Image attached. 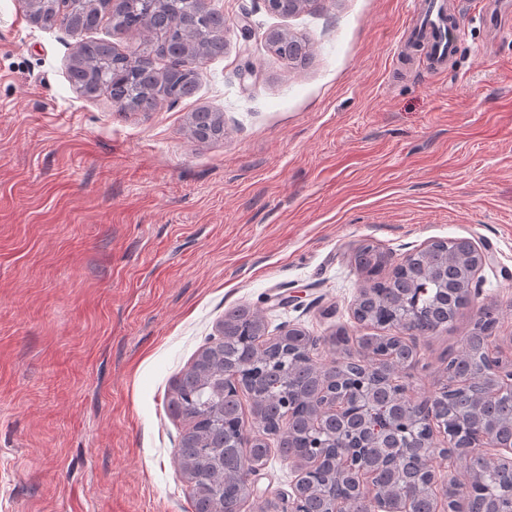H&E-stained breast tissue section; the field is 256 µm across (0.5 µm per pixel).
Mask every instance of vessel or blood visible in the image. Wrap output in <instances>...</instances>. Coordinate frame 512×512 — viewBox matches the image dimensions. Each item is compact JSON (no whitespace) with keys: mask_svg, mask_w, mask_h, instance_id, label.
Wrapping results in <instances>:
<instances>
[{"mask_svg":"<svg viewBox=\"0 0 512 512\" xmlns=\"http://www.w3.org/2000/svg\"><path fill=\"white\" fill-rule=\"evenodd\" d=\"M409 22L402 37L409 49H422L428 70L435 74L447 71L458 54V25L449 0H412ZM482 17L492 34L512 27V7L496 0Z\"/></svg>","mask_w":512,"mask_h":512,"instance_id":"obj_1","label":"vessel or blood"}]
</instances>
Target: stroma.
<instances>
[{
	"label": "stroma",
	"mask_w": 512,
	"mask_h": 512,
	"mask_svg": "<svg viewBox=\"0 0 512 512\" xmlns=\"http://www.w3.org/2000/svg\"><path fill=\"white\" fill-rule=\"evenodd\" d=\"M454 4L459 53L434 76L398 43L408 0L288 17L213 0L224 54L196 94L118 112L70 83L75 38L0 0V512H193L177 378L243 305L336 359L325 337L368 332L351 314L364 243L394 264L435 239L492 254L475 306L496 307L491 347L512 360V35L491 36L480 0ZM275 29L310 58H278ZM199 108L223 139H191ZM474 308L417 339L409 396L439 387ZM294 479L272 452L241 512Z\"/></svg>",
	"instance_id": "1"
}]
</instances>
